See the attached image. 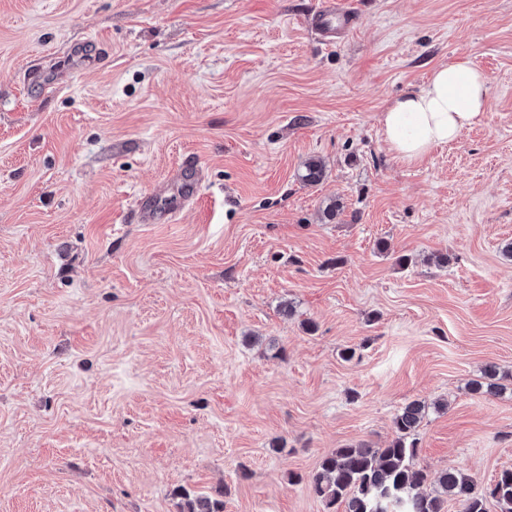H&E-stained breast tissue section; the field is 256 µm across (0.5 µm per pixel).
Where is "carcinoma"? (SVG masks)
<instances>
[{"instance_id":"obj_1","label":"carcinoma","mask_w":512,"mask_h":512,"mask_svg":"<svg viewBox=\"0 0 512 512\" xmlns=\"http://www.w3.org/2000/svg\"><path fill=\"white\" fill-rule=\"evenodd\" d=\"M322 165L311 160L301 180L319 182ZM494 366L484 369L483 381H473L476 393H496L504 385L496 382ZM425 416V405L413 401L393 419L394 438L383 448L346 445L324 457L309 483V489L334 512H441L444 500L458 504L460 512H487L486 503L496 502L500 512H512V469L502 470L493 487L480 489L476 480L450 468L437 479L435 495L421 488L429 481L426 470L416 467V432ZM181 512H223L224 503L208 496L181 493Z\"/></svg>"}]
</instances>
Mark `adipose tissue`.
I'll use <instances>...</instances> for the list:
<instances>
[{"label":"adipose tissue","mask_w":512,"mask_h":512,"mask_svg":"<svg viewBox=\"0 0 512 512\" xmlns=\"http://www.w3.org/2000/svg\"><path fill=\"white\" fill-rule=\"evenodd\" d=\"M487 96L488 78L481 70L464 62L441 66L427 83L387 106L381 118L384 140L397 158L414 162L477 124Z\"/></svg>","instance_id":"obj_1"}]
</instances>
